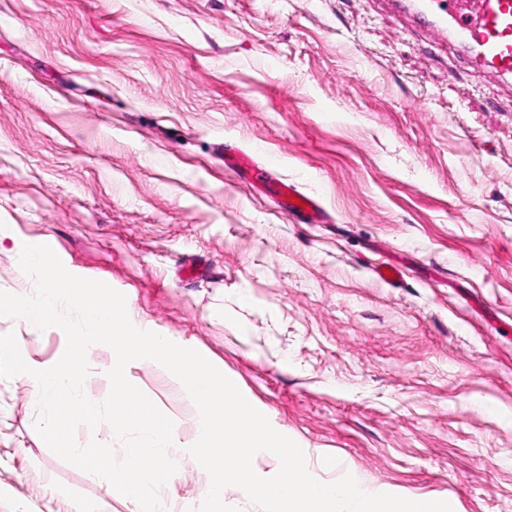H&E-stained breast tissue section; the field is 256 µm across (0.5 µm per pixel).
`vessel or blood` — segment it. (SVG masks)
<instances>
[{
  "instance_id": "obj_1",
  "label": "vessel or blood",
  "mask_w": 512,
  "mask_h": 512,
  "mask_svg": "<svg viewBox=\"0 0 512 512\" xmlns=\"http://www.w3.org/2000/svg\"><path fill=\"white\" fill-rule=\"evenodd\" d=\"M415 24L432 32L471 68L512 81V0H389ZM224 165L250 187L274 198L296 224H324L328 214L321 202L300 195L294 186L276 179L271 166L255 164L243 151L226 149Z\"/></svg>"
}]
</instances>
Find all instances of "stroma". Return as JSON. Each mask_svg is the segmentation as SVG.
<instances>
[{"label": "stroma", "instance_id": "1", "mask_svg": "<svg viewBox=\"0 0 512 512\" xmlns=\"http://www.w3.org/2000/svg\"><path fill=\"white\" fill-rule=\"evenodd\" d=\"M228 143L333 223H290ZM35 243L200 352L320 481L512 512V83L380 0H0V290L31 294ZM8 332L37 370L66 348ZM87 361L103 401L115 353ZM125 374L175 423L168 512H197L195 404L154 361ZM38 415L28 378L0 379V512H132Z\"/></svg>", "mask_w": 512, "mask_h": 512}]
</instances>
